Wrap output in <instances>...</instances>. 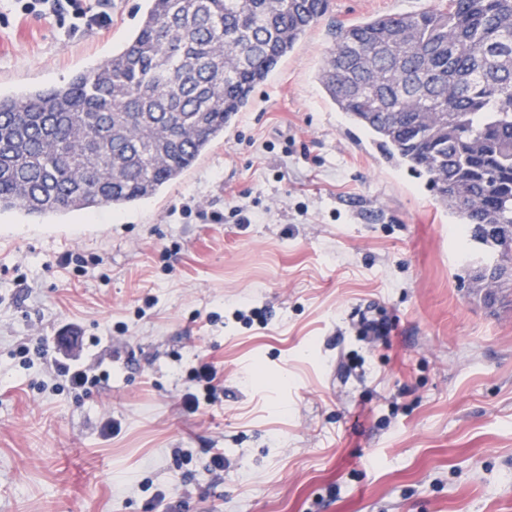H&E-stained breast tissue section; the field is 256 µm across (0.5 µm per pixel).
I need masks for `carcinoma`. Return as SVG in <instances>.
<instances>
[{
	"instance_id": "obj_1",
	"label": "carcinoma",
	"mask_w": 512,
	"mask_h": 512,
	"mask_svg": "<svg viewBox=\"0 0 512 512\" xmlns=\"http://www.w3.org/2000/svg\"><path fill=\"white\" fill-rule=\"evenodd\" d=\"M330 0H147L112 57L67 83L0 95V211L39 218L152 198L224 137ZM336 109L426 181L471 288H512V0H448L336 29L319 72Z\"/></svg>"
}]
</instances>
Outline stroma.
Segmentation results:
<instances>
[{
  "label": "stroma",
  "mask_w": 512,
  "mask_h": 512,
  "mask_svg": "<svg viewBox=\"0 0 512 512\" xmlns=\"http://www.w3.org/2000/svg\"><path fill=\"white\" fill-rule=\"evenodd\" d=\"M141 2L86 0L107 22L72 29L0 0V95L105 62ZM443 4L331 0L223 139L111 222L0 213V512H512V288H470L447 211L317 79L337 26ZM71 334L103 376L83 392L52 369Z\"/></svg>",
  "instance_id": "1"
}]
</instances>
